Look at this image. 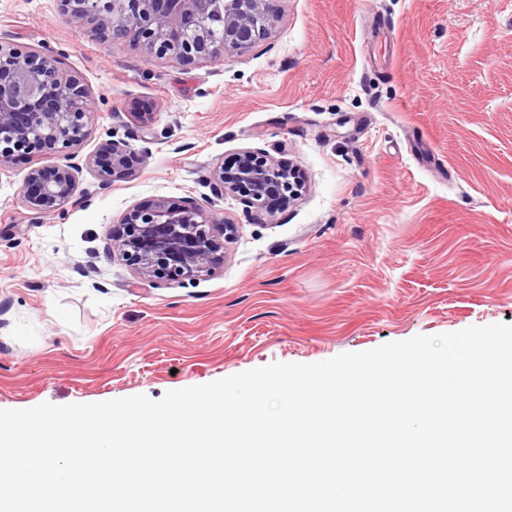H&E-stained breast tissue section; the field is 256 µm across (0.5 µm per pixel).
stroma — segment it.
<instances>
[{"label": "stroma", "mask_w": 512, "mask_h": 512, "mask_svg": "<svg viewBox=\"0 0 512 512\" xmlns=\"http://www.w3.org/2000/svg\"><path fill=\"white\" fill-rule=\"evenodd\" d=\"M252 47L147 60L70 26L59 0H0V38L83 77L95 130L136 174L33 219L41 153L0 169V409L95 403L315 363L512 317V0H278ZM151 113L149 124L136 121ZM254 150L302 195L258 209L201 184ZM236 225L224 265L149 281L108 248L161 198Z\"/></svg>", "instance_id": "35a3bbf8"}]
</instances>
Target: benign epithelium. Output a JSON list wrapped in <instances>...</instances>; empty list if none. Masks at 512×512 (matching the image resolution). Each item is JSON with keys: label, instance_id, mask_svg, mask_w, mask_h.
I'll return each mask as SVG.
<instances>
[{"label": "benign epithelium", "instance_id": "obj_1", "mask_svg": "<svg viewBox=\"0 0 512 512\" xmlns=\"http://www.w3.org/2000/svg\"><path fill=\"white\" fill-rule=\"evenodd\" d=\"M66 22L90 28L103 46L127 37L150 60L176 56L190 65L220 61L268 34L277 18L276 0H60ZM88 89L75 71L43 50L0 40V168L39 148L50 161L31 168L22 185L26 208L39 218L83 202V168H96L101 188L132 177L130 144L110 142L107 163L80 150L92 133ZM213 195L238 193L263 206L276 187L294 198L301 188L290 169L261 153L243 151L237 167L213 169L205 179ZM236 225L206 214L194 199H161L137 209L112 231V253L149 279L184 283L224 265V243Z\"/></svg>", "mask_w": 512, "mask_h": 512}]
</instances>
